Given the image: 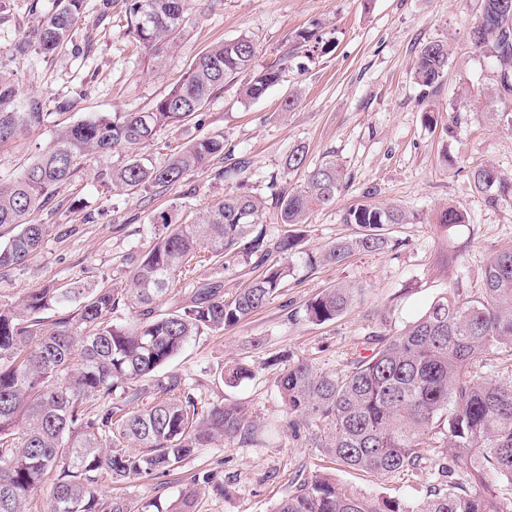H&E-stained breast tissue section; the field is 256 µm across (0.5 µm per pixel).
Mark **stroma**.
Masks as SVG:
<instances>
[{"instance_id": "stroma-1", "label": "stroma", "mask_w": 512, "mask_h": 512, "mask_svg": "<svg viewBox=\"0 0 512 512\" xmlns=\"http://www.w3.org/2000/svg\"><path fill=\"white\" fill-rule=\"evenodd\" d=\"M95 3L87 0L75 27L77 44L89 45V53L65 52L45 60L11 57L14 38L37 20L27 0H9L0 10V70L15 80L21 97L44 99L50 113L45 126L0 147V178L18 174L52 142L58 127L88 113L151 108L215 42L247 35L257 47L256 67L282 59L286 70L261 99L241 101L238 83L227 84L205 107L203 123L191 121L158 134L146 149L157 162L210 134L222 135L229 151L220 166L192 174L176 188L117 194L104 174L121 155L84 163L40 214L51 226L40 250L23 266L0 270V307L52 283L125 286L133 257L153 237L148 213L180 201L190 217L235 193L237 178L229 170L241 157L250 163L253 193L263 198L270 178L301 184V174L285 166L295 146L306 147L307 164L328 154L342 163L349 188L310 215L304 242L310 251L353 235L340 216L365 191H373V203H395L415 216L413 223L390 228L389 248L313 271L295 264L274 301L236 327L193 337L166 365V372L187 378L203 402L241 405L261 424L262 444L224 441L203 449L161 483L123 486L105 476L101 490L117 496L157 494L166 504L195 473L211 470L227 493L204 497L200 512H271L299 478L319 469L368 496L422 497L432 475L407 482L344 471L317 446L322 422L310 421L297 435L288 430L275 386L283 370L277 359L285 355L323 373L347 374L355 359L367 355L368 337L393 333L449 289L466 298L478 296L489 260L512 245V200L488 204L471 180L472 169L484 164L512 174V128L490 118L494 112L512 113V99L499 97V67L468 39L482 0H197L177 51L156 68L126 29L124 0H114L104 19ZM315 23L321 24L330 50L311 56L295 36ZM432 41L447 42L451 56L441 87L428 98L435 111L428 123L412 68L420 48ZM293 93L298 105L284 110L283 100ZM462 95L470 108L449 126ZM447 204L463 210L466 222L437 223V211ZM337 283L359 288L353 307L323 324L306 321L305 303ZM238 362L249 364L254 375L226 386L221 373Z\"/></svg>"}]
</instances>
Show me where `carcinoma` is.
I'll use <instances>...</instances> for the list:
<instances>
[{"label":"carcinoma","mask_w":512,"mask_h":512,"mask_svg":"<svg viewBox=\"0 0 512 512\" xmlns=\"http://www.w3.org/2000/svg\"><path fill=\"white\" fill-rule=\"evenodd\" d=\"M484 0L469 30L473 48L499 68L498 91L512 95V7ZM86 0H53L52 9L23 31L11 57H50L74 46L73 30ZM192 0H125L127 29L148 59L175 49ZM300 44L322 52L318 29L297 34ZM256 45L246 35L216 42L193 67L144 112H97L57 132L55 139L16 176L0 178V227L15 230L0 245V270L24 264L42 245L50 225L36 215L89 157L126 153L106 173L112 189H172L212 161L224 160V137L203 136L153 162L143 149L159 132L185 124L215 93L251 71L242 98L253 101L280 83L285 64L257 69ZM448 44L434 41L417 54L413 80L421 99L447 73ZM50 113L41 98L24 99L0 77V146L45 125ZM298 145L288 170H305L290 188L270 181V199L246 191L213 203L197 219L178 218V205L153 211L150 246L134 260L128 286L90 288L82 281L35 288L11 307H0V512H27L34 491L52 484V512H198L200 496L224 495L213 471L196 474L169 506L157 496L112 497L99 490L102 474L115 483L157 479L202 448L224 440L253 443L257 425L236 404L199 406L179 374L160 373L192 337L236 326L280 293L293 263L314 270L338 264L360 251L391 245L386 227L408 224L398 206L359 203L341 221L354 227L348 238L319 252L303 249L309 215L348 188L331 156L306 166ZM487 203L512 198V177L484 165L472 172ZM281 226L268 235L264 218ZM439 224H462L463 211L444 206ZM240 267L246 285L224 297L221 272ZM209 267L213 272L201 273ZM182 288H177V285ZM356 288L337 284L304 305L307 321L322 324L352 307ZM135 310L117 323L112 313ZM53 313L50 324L41 314ZM512 350V247L488 262L483 287L472 300L455 291L438 298L414 321L374 340L344 376L322 374L303 361L276 378L287 427L300 432L310 419L325 423L318 447L340 467L380 477H419L431 457L433 435L446 430L448 475L418 499L367 496L348 491L324 473L299 482L273 512H512V385L477 372L502 349ZM238 363L223 376L234 386L251 377ZM153 400L145 401L147 391Z\"/></svg>","instance_id":"1"}]
</instances>
